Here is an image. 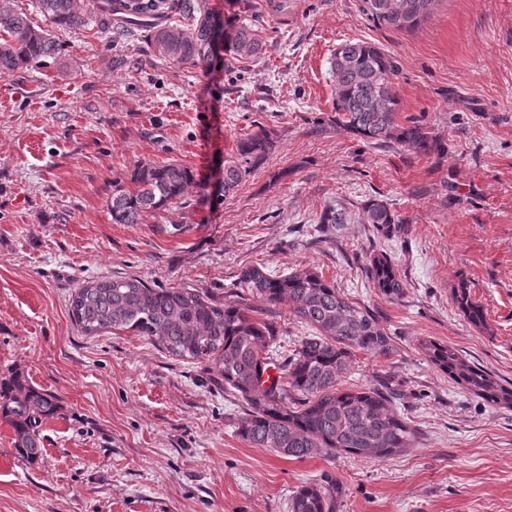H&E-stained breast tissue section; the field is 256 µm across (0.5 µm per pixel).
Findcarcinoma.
<instances>
[{
    "label": "carcinoma",
    "mask_w": 512,
    "mask_h": 512,
    "mask_svg": "<svg viewBox=\"0 0 512 512\" xmlns=\"http://www.w3.org/2000/svg\"><path fill=\"white\" fill-rule=\"evenodd\" d=\"M51 28L34 25L26 15L0 7V76L10 75L57 57L62 44L58 30H78L87 18L101 29L122 30L131 24L152 29L156 53L173 62L207 67L213 40L222 27L202 0H36ZM376 24L414 28L431 14L438 0H363ZM179 17L185 28L164 21ZM235 55L256 56L262 44L248 25L230 37ZM336 122L364 141H391L420 154L437 148L422 124L398 121L399 99L392 89L396 62L370 42H349L336 49L331 61ZM274 132L261 128L237 143L242 163L224 167L222 189L233 192L249 172L244 162L258 163L273 149ZM134 188L116 187L109 200L112 221L138 224L149 211H160L180 199L194 183L188 168L140 163L130 173ZM365 220L387 233L402 221L387 203L371 200ZM366 273L384 296H401L404 282L385 254L366 263ZM271 309L286 305L291 314L317 331L283 352L276 323L254 305ZM458 307L473 325L484 321L483 308L466 294ZM69 314L87 335L105 329L134 331L172 356L215 364L224 392L246 405L239 436L257 448L284 458L344 453L361 460L383 461L411 447L416 430L392 407V392L372 385L355 392L340 386L350 370L353 352L391 350V338L376 315L343 296L336 286L308 267L276 275L252 266L241 271L238 288L218 302L189 288H154L138 278H103L79 287ZM422 350L443 373L487 403L512 408V382L502 384L453 348L427 340ZM277 376L270 377V371ZM58 410L55 399L16 377L0 382V418L14 431V448L26 460L43 453L40 426ZM290 512H336V496L308 484L292 496Z\"/></svg>",
    "instance_id": "carcinoma-1"
}]
</instances>
